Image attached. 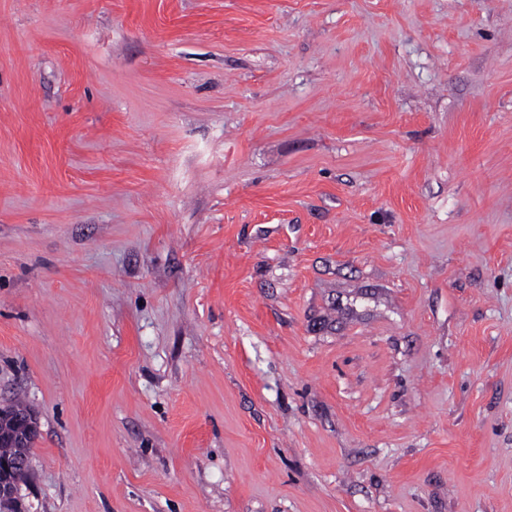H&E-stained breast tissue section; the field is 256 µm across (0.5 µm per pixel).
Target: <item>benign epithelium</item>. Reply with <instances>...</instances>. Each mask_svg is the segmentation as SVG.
Masks as SVG:
<instances>
[{"mask_svg":"<svg viewBox=\"0 0 512 512\" xmlns=\"http://www.w3.org/2000/svg\"><path fill=\"white\" fill-rule=\"evenodd\" d=\"M39 434L37 418L29 409L0 406V447L7 443L17 449L0 458V512H26L21 490L31 471L30 448Z\"/></svg>","mask_w":512,"mask_h":512,"instance_id":"1","label":"benign epithelium"}]
</instances>
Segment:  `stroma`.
<instances>
[{
	"label": "stroma",
	"mask_w": 512,
	"mask_h": 512,
	"mask_svg": "<svg viewBox=\"0 0 512 512\" xmlns=\"http://www.w3.org/2000/svg\"><path fill=\"white\" fill-rule=\"evenodd\" d=\"M30 512H512V0H0V404ZM13 405L21 408L0 406L1 512L28 511L23 507L21 486L26 482L31 471L29 449L33 448L40 434L36 416L26 407H22L21 403ZM5 413H11V415L5 418ZM6 443L11 447L5 448ZM7 455L13 456L2 457Z\"/></svg>",
	"instance_id": "stroma-1"
}]
</instances>
